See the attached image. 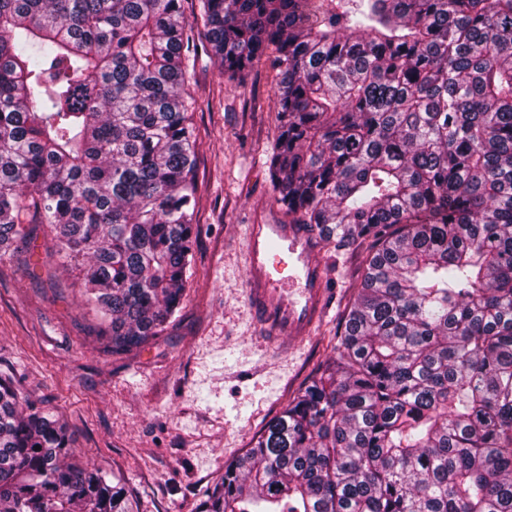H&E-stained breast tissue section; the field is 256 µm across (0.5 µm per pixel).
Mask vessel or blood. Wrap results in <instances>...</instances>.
<instances>
[{"instance_id": "obj_1", "label": "vessel or blood", "mask_w": 512, "mask_h": 512, "mask_svg": "<svg viewBox=\"0 0 512 512\" xmlns=\"http://www.w3.org/2000/svg\"><path fill=\"white\" fill-rule=\"evenodd\" d=\"M322 247L305 224L274 219L248 225L244 292L268 343H303L326 311L328 280L317 259Z\"/></svg>"}]
</instances>
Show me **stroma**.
Instances as JSON below:
<instances>
[{"label":"stroma","instance_id":"obj_1","mask_svg":"<svg viewBox=\"0 0 512 512\" xmlns=\"http://www.w3.org/2000/svg\"><path fill=\"white\" fill-rule=\"evenodd\" d=\"M268 65L223 78L206 53L189 63L195 101L198 234L182 310L122 354L54 255L41 224L0 253V372L55 409L75 462L120 478L136 512H193L225 462L250 448L306 378L334 354L361 255L323 247L335 299L312 337L282 354L244 296L246 226L276 218L267 150L277 135ZM263 111H252L254 100Z\"/></svg>","mask_w":512,"mask_h":512}]
</instances>
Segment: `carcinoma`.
Returning <instances> with one entry per match:
<instances>
[{
  "label": "carcinoma",
  "instance_id": "1",
  "mask_svg": "<svg viewBox=\"0 0 512 512\" xmlns=\"http://www.w3.org/2000/svg\"><path fill=\"white\" fill-rule=\"evenodd\" d=\"M183 0H0V250L50 229L112 352L182 309L197 231ZM199 0L219 74L268 59L275 201L352 298L194 512H512V0ZM0 374V512H133Z\"/></svg>",
  "mask_w": 512,
  "mask_h": 512
}]
</instances>
